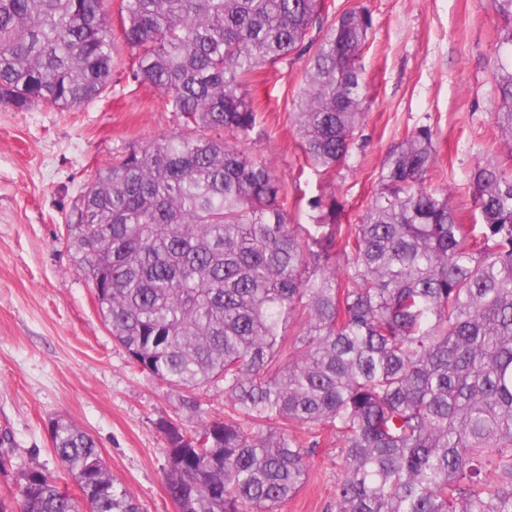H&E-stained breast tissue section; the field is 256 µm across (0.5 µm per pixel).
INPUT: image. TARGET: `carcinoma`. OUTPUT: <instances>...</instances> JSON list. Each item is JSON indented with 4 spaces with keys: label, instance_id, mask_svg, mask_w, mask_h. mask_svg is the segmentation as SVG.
Wrapping results in <instances>:
<instances>
[{
    "label": "carcinoma",
    "instance_id": "1",
    "mask_svg": "<svg viewBox=\"0 0 512 512\" xmlns=\"http://www.w3.org/2000/svg\"><path fill=\"white\" fill-rule=\"evenodd\" d=\"M106 0H0V105L73 109L101 96L118 43ZM324 0H121L131 78L189 130L127 147L97 172L66 237L132 364L194 395L224 382V419L160 423L177 512H279L336 442V512H512V171L469 174L481 223L428 184L434 135L393 145L358 224H293L270 158L240 147L248 81L310 51L294 112L315 168L346 160L365 117L364 8L318 40ZM494 122L512 152V0H491ZM81 491L20 472V512H141L94 438L51 424Z\"/></svg>",
    "mask_w": 512,
    "mask_h": 512
}]
</instances>
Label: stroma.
<instances>
[{
    "instance_id": "35a3bbf8",
    "label": "stroma",
    "mask_w": 512,
    "mask_h": 512,
    "mask_svg": "<svg viewBox=\"0 0 512 512\" xmlns=\"http://www.w3.org/2000/svg\"><path fill=\"white\" fill-rule=\"evenodd\" d=\"M359 7L373 19L361 59L366 117L344 164L325 173L304 160L293 112L305 60L294 54L253 77L260 120L244 150L273 158L285 207L301 223L311 201L333 195L342 223L355 224L389 147L427 125L438 152L432 184L448 186L458 223H478L470 171L488 160L512 170L492 118L502 20L490 0H325L322 19ZM132 62L120 49L108 89L79 108L0 106V499L11 498L21 470L59 471L50 421L61 418L95 439L143 512H176L159 423L191 429L224 415L223 383L199 392L195 412L179 390L131 365L66 241L79 196L118 150L184 131L155 89L133 82ZM339 466L338 448L321 440L307 483L281 512H335Z\"/></svg>"
}]
</instances>
